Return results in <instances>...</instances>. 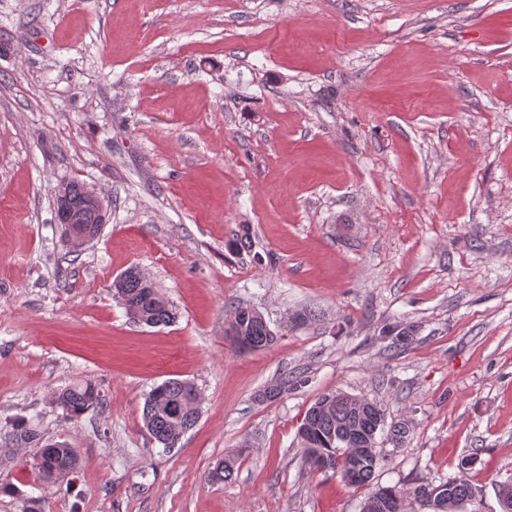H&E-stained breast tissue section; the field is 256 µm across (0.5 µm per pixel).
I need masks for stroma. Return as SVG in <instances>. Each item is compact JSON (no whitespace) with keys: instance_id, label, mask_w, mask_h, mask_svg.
<instances>
[{"instance_id":"35a3bbf8","label":"stroma","mask_w":512,"mask_h":512,"mask_svg":"<svg viewBox=\"0 0 512 512\" xmlns=\"http://www.w3.org/2000/svg\"><path fill=\"white\" fill-rule=\"evenodd\" d=\"M1 39L0 512H360L367 488L298 441L334 391L410 428L378 433L376 483L438 484L474 452L460 512H501L512 0H0ZM68 180L109 216L75 249L54 219ZM244 227L253 248L231 253ZM133 266L174 323L127 315L112 284ZM238 303L273 345L229 344ZM83 380L104 403L66 420L54 396ZM173 380L201 413L166 449L142 413ZM21 420L82 467L45 484ZM230 454L233 478L209 480Z\"/></svg>"}]
</instances>
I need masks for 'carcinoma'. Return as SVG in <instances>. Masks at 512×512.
<instances>
[{"label": "carcinoma", "mask_w": 512, "mask_h": 512, "mask_svg": "<svg viewBox=\"0 0 512 512\" xmlns=\"http://www.w3.org/2000/svg\"><path fill=\"white\" fill-rule=\"evenodd\" d=\"M85 185L78 181L66 183L64 194L55 196V216L57 223L66 220L70 224L80 222L84 210ZM124 294L133 308L138 322L148 326L167 325L176 318L175 308L155 287L150 278L138 270L130 268L122 285ZM232 320L242 331L253 338L255 347L271 345L276 333L269 325L252 317V308L244 305L234 307ZM195 390L194 384L187 381H167L155 386L148 394L142 420L148 434L165 448H173L184 433L191 429L199 418V408L187 406L188 396ZM54 403L68 420L80 418L89 409L103 404L98 387L91 381L74 384L61 392ZM304 419L311 422L308 434L298 433L304 460L310 468L339 472L342 479L354 487L365 486L372 480L380 465L379 457L365 455L360 448L346 441L349 434H367L374 427L384 429L385 411L377 404L362 409L353 403L343 392L320 395L307 410ZM236 460L224 458L209 472L215 481L232 478ZM80 465L77 451L65 443H50L42 446L35 456L34 466L39 475L53 469L75 471ZM356 476L350 480L349 472ZM461 474L446 480L443 485L449 488L450 496L460 504L472 500L473 485L466 476L467 468L460 467ZM433 482L418 478L407 488L377 487L365 502H378L381 512H390L387 502L398 500L401 508L397 512H409L411 502Z\"/></svg>", "instance_id": "carcinoma-1"}]
</instances>
